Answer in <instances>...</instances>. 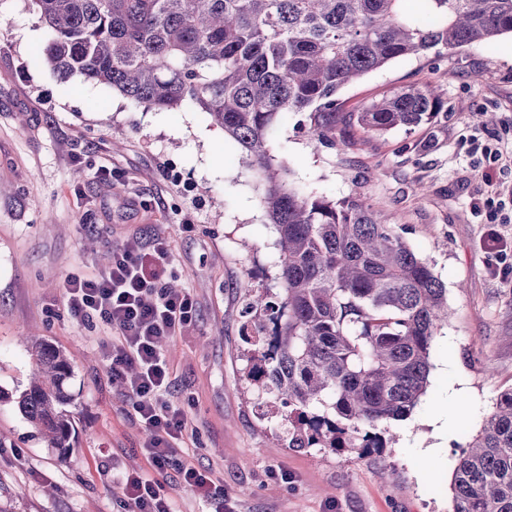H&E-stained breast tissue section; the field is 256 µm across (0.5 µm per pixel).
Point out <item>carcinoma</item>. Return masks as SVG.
<instances>
[{
	"label": "carcinoma",
	"instance_id": "carcinoma-1",
	"mask_svg": "<svg viewBox=\"0 0 512 512\" xmlns=\"http://www.w3.org/2000/svg\"><path fill=\"white\" fill-rule=\"evenodd\" d=\"M47 33L41 61L65 80L111 88L158 110L193 105L224 130L265 182L278 234L281 291L248 282L244 373L259 418L279 419L293 450L365 456L387 447L388 425L426 393L431 343L448 294L431 265L362 197L334 201L289 182L273 140L291 114L332 141L338 93L403 57L452 52L512 35V0H31ZM430 84L366 106L359 124L384 134L437 122ZM21 414L66 452L67 355L34 338ZM454 512H512V389L499 394L453 470Z\"/></svg>",
	"mask_w": 512,
	"mask_h": 512
}]
</instances>
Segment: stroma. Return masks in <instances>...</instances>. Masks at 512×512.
<instances>
[{
    "mask_svg": "<svg viewBox=\"0 0 512 512\" xmlns=\"http://www.w3.org/2000/svg\"><path fill=\"white\" fill-rule=\"evenodd\" d=\"M46 38L27 0H0V512H118L113 468L147 469L146 434L101 349L112 334L73 320L60 286L102 271L86 238L113 251L158 233L177 286L197 303L193 324L164 348L171 398L187 418L178 460L208 470L238 512H453L456 452L512 389V251L496 259L481 248L492 228L512 243V37L364 75L338 94L334 144L292 122L275 138L297 185L367 197L448 290L452 316L433 338L426 393L392 423L395 441L364 457L283 447L247 400L239 286L276 287L277 234L241 152L195 107L147 109L81 77L60 80L35 59ZM425 83L447 106L437 123L363 131L364 105ZM103 165L112 182L94 179ZM86 213L92 226L80 224ZM30 336L72 365L64 454L17 406ZM439 417L451 425L442 441Z\"/></svg>",
    "mask_w": 512,
    "mask_h": 512,
    "instance_id": "1",
    "label": "stroma"
}]
</instances>
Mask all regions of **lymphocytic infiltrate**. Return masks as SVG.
Returning a JSON list of instances; mask_svg holds the SVG:
<instances>
[{
    "instance_id": "1",
    "label": "lymphocytic infiltrate",
    "mask_w": 512,
    "mask_h": 512,
    "mask_svg": "<svg viewBox=\"0 0 512 512\" xmlns=\"http://www.w3.org/2000/svg\"><path fill=\"white\" fill-rule=\"evenodd\" d=\"M171 264L167 242L157 238L143 248L130 243L114 251L104 272L69 275L62 283L63 304L72 317L111 328L112 382L130 397L135 418L151 434L144 452L148 470L114 476L125 512H176L159 481L173 465L182 484L203 502L223 495L207 471L173 462L186 420L170 399L172 371L162 344L192 323L196 303L188 290L170 287Z\"/></svg>"
}]
</instances>
